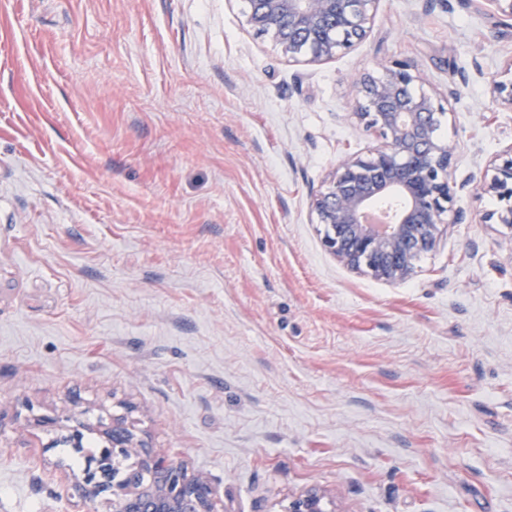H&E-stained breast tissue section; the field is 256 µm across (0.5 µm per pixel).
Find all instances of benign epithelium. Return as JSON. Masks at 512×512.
<instances>
[{"label":"benign epithelium","mask_w":512,"mask_h":512,"mask_svg":"<svg viewBox=\"0 0 512 512\" xmlns=\"http://www.w3.org/2000/svg\"><path fill=\"white\" fill-rule=\"evenodd\" d=\"M379 0H248V25L269 37L290 63L320 64L345 55L368 35ZM423 82L406 62L382 65L351 84L352 118L375 144L344 156L311 198L324 248L342 265L389 283L405 282L421 258L437 249L453 213L455 145L440 134L445 97L417 90ZM476 189L496 201L483 217L512 232V146L496 155ZM130 408L95 423L86 412L33 417L27 425L75 447L84 430L99 432L103 448L82 475L66 484V499L85 512H223L208 478L153 449ZM278 512H335L325 492L310 488L288 497Z\"/></svg>","instance_id":"benign-epithelium-1"}]
</instances>
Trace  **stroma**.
I'll return each instance as SVG.
<instances>
[{
	"instance_id": "stroma-1",
	"label": "stroma",
	"mask_w": 512,
	"mask_h": 512,
	"mask_svg": "<svg viewBox=\"0 0 512 512\" xmlns=\"http://www.w3.org/2000/svg\"><path fill=\"white\" fill-rule=\"evenodd\" d=\"M247 0H0V512H79L20 432L131 407L226 512L315 486L338 512H512V237L476 183L512 145V21L380 0L367 38L288 61ZM415 65L460 183L411 280L356 274L310 197L371 141L353 79Z\"/></svg>"
}]
</instances>
